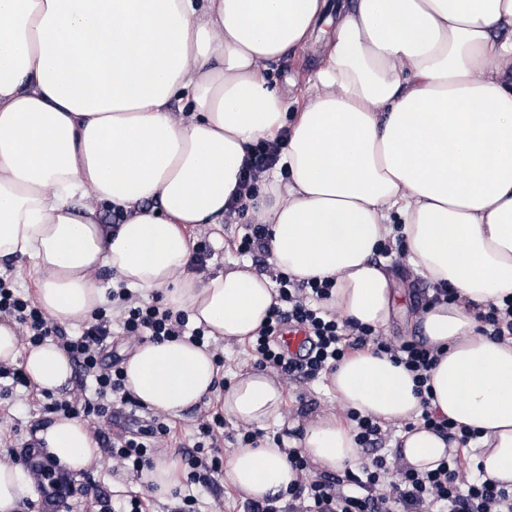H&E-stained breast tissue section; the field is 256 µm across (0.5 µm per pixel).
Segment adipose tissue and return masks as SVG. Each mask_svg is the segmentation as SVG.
I'll use <instances>...</instances> for the list:
<instances>
[{
    "label": "adipose tissue",
    "mask_w": 512,
    "mask_h": 512,
    "mask_svg": "<svg viewBox=\"0 0 512 512\" xmlns=\"http://www.w3.org/2000/svg\"><path fill=\"white\" fill-rule=\"evenodd\" d=\"M327 0H0V259L29 261L35 300L55 323L89 321L113 283L187 312L209 336L249 340L276 297L243 266L189 274L186 227L223 223L247 151L287 132L278 168L250 201L271 231L269 262L297 279H332L340 318L380 330L394 280L375 260L402 238L413 270L455 303L419 310L441 351L432 406L478 430L474 459L512 485V340L477 332L475 309L512 295V0H341L320 64L289 118L267 71L319 39ZM122 211L120 224L103 208ZM110 270L105 282L102 270ZM0 363L36 389L69 390L53 339L20 342L0 322ZM127 384L179 416L218 369L186 340L135 346ZM341 408L402 425L404 463L434 468L448 443L417 426L411 374L365 351L329 376ZM282 384L263 371L225 388V415L282 431L281 445L237 447L224 482L255 500L297 479L286 449L316 467H356L336 416L287 424ZM36 437L68 470L103 467L86 421L57 415ZM35 484L0 464V512Z\"/></svg>",
    "instance_id": "1"
}]
</instances>
